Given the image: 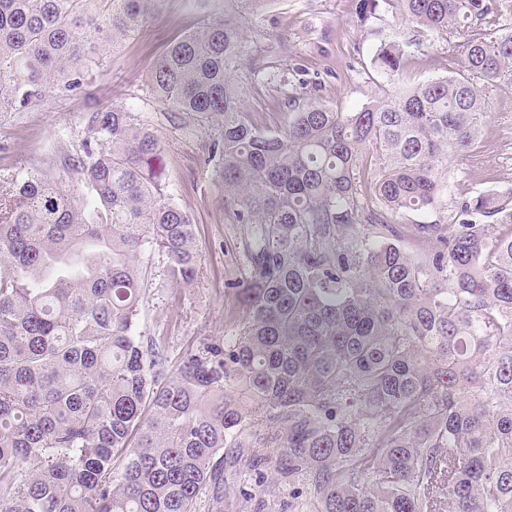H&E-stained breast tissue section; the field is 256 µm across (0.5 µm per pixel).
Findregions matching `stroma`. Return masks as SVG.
Returning <instances> with one entry per match:
<instances>
[{"label":"stroma","mask_w":512,"mask_h":512,"mask_svg":"<svg viewBox=\"0 0 512 512\" xmlns=\"http://www.w3.org/2000/svg\"><path fill=\"white\" fill-rule=\"evenodd\" d=\"M231 0H164L160 10L94 72L85 94L54 99L23 112L0 114V170L58 169L57 157L75 139L84 112L96 104L133 107L160 140L163 178L171 199L196 222L202 273L189 285L171 282L161 262L145 279L136 332L164 337L171 356L200 342L229 339L239 319L233 284L244 277L240 227L224 204L216 162L208 161L210 132L183 114H171L150 98L145 80L167 46L208 16H223ZM357 0H265L258 13L243 16L238 78L244 104L261 129L288 121L287 105L269 109L276 93L269 76L314 83L320 102L342 112L359 109L389 90L370 60L385 42L404 43L418 35L416 24L390 12L360 23ZM448 72V44L436 36L423 42L407 64L406 80L416 84ZM488 114L474 145L454 157L448 184L435 209L410 213L411 222L452 223L457 203L476 192L512 186V85L487 88ZM259 476L248 483L229 480L224 501L203 493L197 512H256Z\"/></svg>","instance_id":"35a3bbf8"}]
</instances>
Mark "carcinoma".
Here are the masks:
<instances>
[{
  "instance_id": "1",
  "label": "carcinoma",
  "mask_w": 512,
  "mask_h": 512,
  "mask_svg": "<svg viewBox=\"0 0 512 512\" xmlns=\"http://www.w3.org/2000/svg\"><path fill=\"white\" fill-rule=\"evenodd\" d=\"M162 2L0 0V113L84 91ZM382 6L448 37V75L399 85L408 54L384 43L391 92L340 112L291 87L288 123L262 131L231 14L149 73L160 107L213 130L242 226L224 343L172 358L134 333L145 259L177 284L201 266L134 109L84 114L61 163L83 196L42 169L0 176V512H196L208 487L223 499L226 448L242 475L274 472L259 510L512 512V190L408 223L512 71V34L490 37L512 0H359L360 21Z\"/></svg>"
}]
</instances>
